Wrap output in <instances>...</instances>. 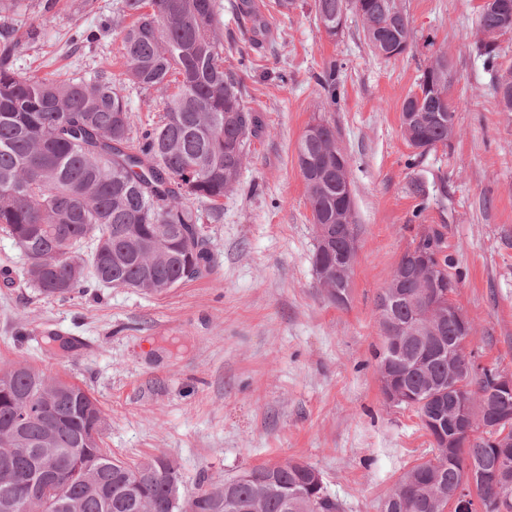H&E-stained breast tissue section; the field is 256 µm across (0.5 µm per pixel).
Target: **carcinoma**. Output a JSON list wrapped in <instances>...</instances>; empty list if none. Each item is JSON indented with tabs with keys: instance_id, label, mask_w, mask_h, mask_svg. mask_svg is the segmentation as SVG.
<instances>
[{
	"instance_id": "obj_1",
	"label": "carcinoma",
	"mask_w": 512,
	"mask_h": 512,
	"mask_svg": "<svg viewBox=\"0 0 512 512\" xmlns=\"http://www.w3.org/2000/svg\"><path fill=\"white\" fill-rule=\"evenodd\" d=\"M14 0H0V232L26 258L23 278L39 293L64 301L92 288H140L154 295L207 273L213 260L203 224L224 217L247 159L250 138L262 128L245 105L241 77L224 68L219 0H112V13L132 19L120 29L128 84L141 92H176L163 99L159 120L137 125L126 87L112 71L91 79L71 74L27 75L9 59L18 41L10 24ZM325 34L350 9L365 40L384 58L392 45L409 48L414 32L402 0H314ZM512 34V8L500 0L480 5L475 50L496 72L492 91L502 111L512 101V64H499V39ZM450 63L440 54L418 81L424 97L409 94L401 129L418 155L446 146L457 135L449 98ZM326 101H337L339 70L328 64L318 76ZM336 126L310 122L296 148L312 223L327 224L340 239L357 236L349 187V160L336 164ZM209 203L203 211L193 204ZM443 233L431 229L413 249L429 254L433 272L451 284ZM313 267L333 270L321 285L327 298L345 307L350 275L336 267V250L314 251ZM421 289L384 287L377 310L381 347L378 370L406 373L412 410L432 437L435 459L405 472L381 504V512H443L448 491L462 485L476 497L474 512H512V454L493 435L458 430L453 452L441 447L429 427L431 412L455 405L448 390V355L458 367L474 368L466 343L476 333L445 319L422 324L406 336L384 334L388 325L416 322ZM495 369L480 367L461 379L468 402L494 415L509 403L494 392ZM102 410L81 386L51 378L23 364L0 366V512H344L343 503L313 481L316 468L301 460L265 463L224 480L198 483L180 494L182 476L163 455L129 463L104 448Z\"/></svg>"
}]
</instances>
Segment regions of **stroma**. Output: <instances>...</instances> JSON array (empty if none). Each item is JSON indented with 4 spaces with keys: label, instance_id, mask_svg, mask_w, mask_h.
Instances as JSON below:
<instances>
[{
    "label": "stroma",
    "instance_id": "1",
    "mask_svg": "<svg viewBox=\"0 0 512 512\" xmlns=\"http://www.w3.org/2000/svg\"><path fill=\"white\" fill-rule=\"evenodd\" d=\"M56 0L15 67L90 78L124 77L112 0L86 11ZM253 0L268 32L253 40L241 0H220L224 65L265 131L250 141L224 220L205 227L215 267L165 295L100 288L59 301L22 280L25 258L0 235V365L23 363L77 383L106 418L104 440L129 461L163 455L182 477L231 478L253 466L305 461L345 512H380L397 480L435 449L414 412L383 398L373 352L382 338L377 298L413 240L443 226L456 304L476 328L480 365L512 375V112L491 92L494 74L473 47L482 0H403L414 41L376 56L348 12L328 38L313 0L290 11ZM446 54L459 134L416 156L401 135V106L423 69ZM340 67L336 106L316 76ZM336 126L351 164L359 253L347 307L331 303L312 265L315 233L296 146L314 114ZM422 182L426 201L411 181ZM77 337L65 354L47 332Z\"/></svg>",
    "mask_w": 512,
    "mask_h": 512
}]
</instances>
